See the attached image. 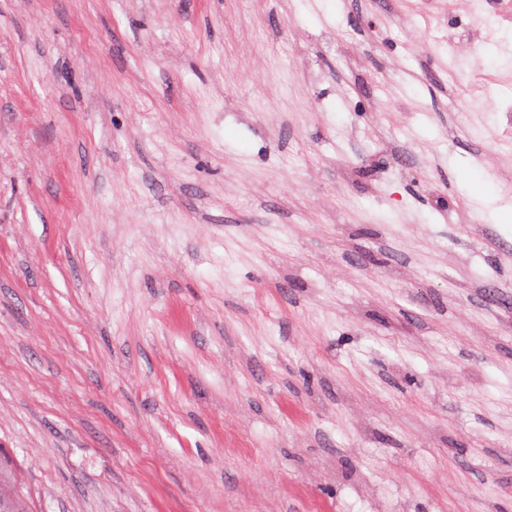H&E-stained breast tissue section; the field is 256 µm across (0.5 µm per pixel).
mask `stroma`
Here are the masks:
<instances>
[{
    "label": "stroma",
    "instance_id": "1",
    "mask_svg": "<svg viewBox=\"0 0 512 512\" xmlns=\"http://www.w3.org/2000/svg\"><path fill=\"white\" fill-rule=\"evenodd\" d=\"M0 0V451L28 512H512V23Z\"/></svg>",
    "mask_w": 512,
    "mask_h": 512
}]
</instances>
